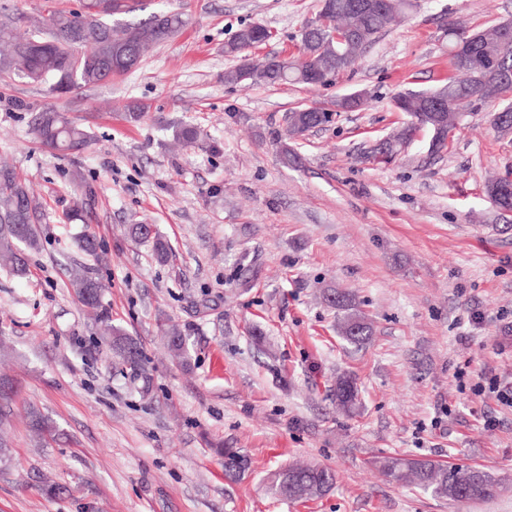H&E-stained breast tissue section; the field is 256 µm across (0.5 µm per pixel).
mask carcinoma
Returning <instances> with one entry per match:
<instances>
[{
    "mask_svg": "<svg viewBox=\"0 0 512 512\" xmlns=\"http://www.w3.org/2000/svg\"><path fill=\"white\" fill-rule=\"evenodd\" d=\"M89 5H99L98 11H56L44 23L29 20L24 35L15 32L9 21L0 23V76L18 78L32 83H48L51 91L64 94L77 87L96 86L138 69L152 49L168 42L185 25L183 13L160 11L139 22H112V18L124 14L119 0H88ZM356 0H320L319 10L307 22L300 37V57L287 59L273 57L261 64L238 66L224 73L229 84L250 85L264 83L270 86L299 84L316 90L340 73L352 69L365 48V42L374 41L386 32L396 18L411 13L416 0H379L378 8L360 15L352 9ZM362 30V40L340 43L333 34L346 29ZM448 56L455 74L448 80L426 91H408L405 112L414 114L420 123L428 125L433 113L434 100L444 98L448 103L462 104L477 94L490 103H499L495 112L501 125L512 129V20L505 19L479 31H465L454 23H448ZM270 38L267 29L260 24L240 28L229 42L232 56L242 58L248 51ZM470 42L473 51L487 58L500 59L508 66V72L489 70L483 74V85L473 88L468 77L469 67L455 53L458 44ZM330 112L320 107L296 108L288 113L285 138L279 140V154L283 163H296L298 155L291 142L303 137L314 128L329 123ZM411 125L386 141V155H395L400 146L413 136ZM27 134L30 138L58 153L68 155L86 150L96 135L66 113L52 108L31 113ZM97 189L85 179H80V194L68 211L70 222L86 223L95 202ZM41 205L30 193L27 183L16 170L0 165V265L16 276H23L27 263L22 253L40 248L38 228ZM130 237L149 242L160 263L169 260L171 251L165 241L153 232V226L135 223L129 226ZM70 285L75 295L87 309L98 312L102 324V336L112 356L132 368L142 362L136 341L112 323L102 312L103 290L99 282L88 277L82 266L71 268ZM325 300L342 312L338 322L340 335L349 343L363 345L372 335L370 324L356 309L352 297L330 288L324 291ZM170 351L187 358V337L175 323L164 329ZM336 408L344 413L356 412L361 406L360 391L356 380L342 374L336 378ZM29 421L37 436H44L53 427V421L39 410L31 409ZM224 457L225 474L229 475L250 460L239 449H220ZM382 470L390 480L399 484H412L426 493L450 501L489 499L504 490L502 480L475 468H459L438 465L421 459L388 457L382 462ZM292 483H275L278 496L291 500L318 498L329 491L336 482L335 473L322 466H290Z\"/></svg>",
    "mask_w": 512,
    "mask_h": 512,
    "instance_id": "carcinoma-1",
    "label": "carcinoma"
}]
</instances>
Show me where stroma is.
I'll return each mask as SVG.
<instances>
[{"mask_svg":"<svg viewBox=\"0 0 512 512\" xmlns=\"http://www.w3.org/2000/svg\"><path fill=\"white\" fill-rule=\"evenodd\" d=\"M319 0H139L134 19L180 10L185 27L138 70L64 95L0 79V161L42 205L41 248L29 274L0 269V374L17 383L0 404V512H512V407L460 389L463 367L512 387V215L486 192L512 178V134L490 106L467 113L441 153L417 132L389 160L370 148L407 125L395 94L445 81L449 21L480 30L512 18V0H418L407 19L366 47L351 71L308 91L225 83L224 44L260 23L269 41L253 59L298 54ZM18 33L32 17L79 0H0ZM368 90V107L343 112L299 140L283 164L276 141L291 108H333ZM146 107L125 117L130 102ZM52 107L90 127L86 152L58 155L31 141L32 112ZM179 122L200 128L189 146ZM97 187L87 217L103 251H77L64 214ZM145 221L172 249L157 263L126 224ZM102 284L113 326L139 344L147 377L122 369L100 326L68 284L72 265ZM353 295L373 327L354 346L336 331L323 288ZM175 322L188 361L162 336ZM353 376L362 408L337 410V375ZM56 425L36 439L28 411ZM250 466L224 478L220 448ZM420 458L477 467L505 491L452 502L390 482L378 462ZM294 462L336 473L312 500L282 499L273 476ZM66 486L45 491L44 482Z\"/></svg>","mask_w":512,"mask_h":512,"instance_id":"35a3bbf8","label":"stroma"}]
</instances>
